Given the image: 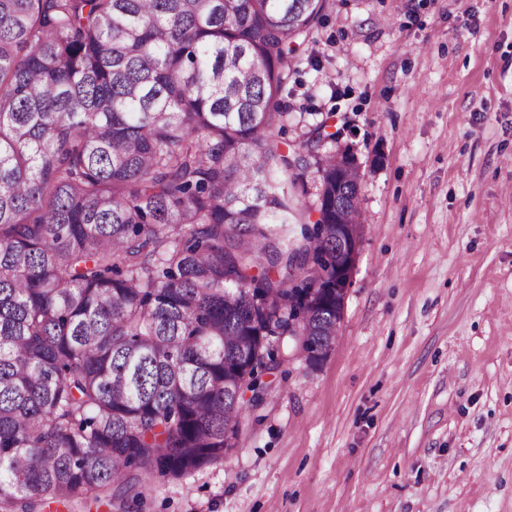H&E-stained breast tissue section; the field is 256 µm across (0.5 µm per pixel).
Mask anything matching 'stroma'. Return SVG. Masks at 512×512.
Listing matches in <instances>:
<instances>
[{
  "label": "stroma",
  "instance_id": "obj_1",
  "mask_svg": "<svg viewBox=\"0 0 512 512\" xmlns=\"http://www.w3.org/2000/svg\"><path fill=\"white\" fill-rule=\"evenodd\" d=\"M282 103L362 168L336 341L112 512H512V0H325Z\"/></svg>",
  "mask_w": 512,
  "mask_h": 512
}]
</instances>
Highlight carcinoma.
Listing matches in <instances>:
<instances>
[{
  "instance_id": "cac0c4a2",
  "label": "carcinoma",
  "mask_w": 512,
  "mask_h": 512,
  "mask_svg": "<svg viewBox=\"0 0 512 512\" xmlns=\"http://www.w3.org/2000/svg\"><path fill=\"white\" fill-rule=\"evenodd\" d=\"M323 2L0 0V512L221 463L263 376L331 348L304 293L361 177L324 121L288 148L280 98Z\"/></svg>"
}]
</instances>
